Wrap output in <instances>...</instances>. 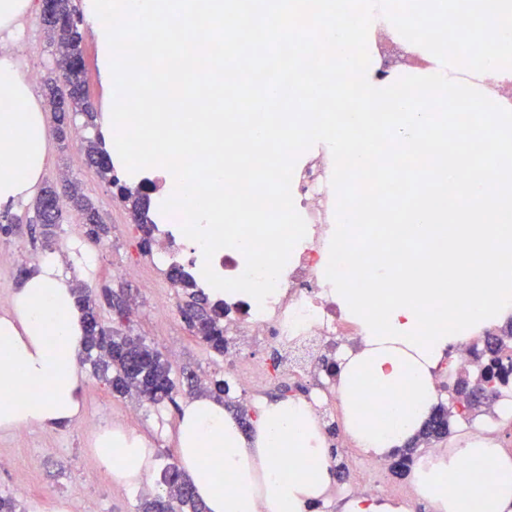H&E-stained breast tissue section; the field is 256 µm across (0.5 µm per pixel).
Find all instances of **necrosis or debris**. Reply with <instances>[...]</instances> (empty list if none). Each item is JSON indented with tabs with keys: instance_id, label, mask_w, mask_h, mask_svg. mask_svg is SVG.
Masks as SVG:
<instances>
[{
	"instance_id": "4bbe7bcc",
	"label": "necrosis or debris",
	"mask_w": 512,
	"mask_h": 512,
	"mask_svg": "<svg viewBox=\"0 0 512 512\" xmlns=\"http://www.w3.org/2000/svg\"><path fill=\"white\" fill-rule=\"evenodd\" d=\"M333 169L331 151L323 143L313 145L296 161L291 192L307 232L294 247L275 292L261 304L245 294L224 297V336L232 341L224 360L232 367L240 392L249 393L277 377L308 380L312 389L307 400L316 415L327 420L343 417L344 411L340 380L324 361L359 348L361 334L325 277L336 227ZM251 345L276 349L279 356L266 361L248 353ZM344 447L343 466L350 479L330 489V496L346 501L376 498L397 506L416 495L415 487L388 481L386 459L354 447L349 440Z\"/></svg>"
}]
</instances>
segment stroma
Here are the masks:
<instances>
[{"mask_svg":"<svg viewBox=\"0 0 512 512\" xmlns=\"http://www.w3.org/2000/svg\"><path fill=\"white\" fill-rule=\"evenodd\" d=\"M41 0H30L27 26L11 25L9 32L27 45V52L17 67L23 73H37L38 83L32 92L38 102H45L44 79L56 75L57 55L41 20ZM86 65L88 101L97 114L98 124H106L112 105V76L106 52L100 40L99 26L85 19L80 27ZM81 129L80 138L58 142L47 139V162L40 186L58 184L69 179L81 189L112 226V239L91 248L81 223L72 212H64L59 229V247L68 253L69 265L63 273L84 284L93 293L103 287L129 292L135 299L128 326L133 334L144 337L171 365L176 386L173 401L143 404L138 421L125 423L126 398L113 394L104 380L93 375L90 365H82L85 378L84 417L91 426L79 422L59 428L37 424L19 430L0 429V456L13 460L14 466L0 470V496L14 498L20 512H44L48 500L66 501L67 512H138L143 492L160 493V474L167 463L177 461V425L180 405L187 398L186 375H208L232 382L233 376L223 355L210 349L192 335L182 322L177 306L183 292L167 288L166 275L154 274L151 256L139 248L141 232L129 207L116 196L108 180L97 174L85 159L84 139L90 131L83 115L74 118ZM94 251L97 262L85 266L81 255ZM48 254L33 240L28 229L4 234L0 232V298L11 300L19 286L18 272L37 267ZM123 429L148 440L155 450L156 464L150 473L147 490L130 489L115 482L102 468L94 452L99 430Z\"/></svg>","mask_w":512,"mask_h":512,"instance_id":"1","label":"stroma"}]
</instances>
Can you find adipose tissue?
Here are the masks:
<instances>
[{"mask_svg": "<svg viewBox=\"0 0 512 512\" xmlns=\"http://www.w3.org/2000/svg\"><path fill=\"white\" fill-rule=\"evenodd\" d=\"M47 129L27 77L0 58V206L25 200L47 159ZM460 167L449 164L437 180L461 187L460 206L446 210L436 196L396 208L394 238L435 239L417 270L399 273L394 263L376 268L391 301L383 321L364 314V299L340 288L336 299L362 318L363 350L339 368L343 395L372 384L386 400L389 422L349 409L358 447L378 455L403 448L437 403L432 372L449 345L493 320L512 316V270L488 260V251H512V191L502 175L459 185ZM478 273V288H454L437 328L422 332L434 281ZM82 316L69 278L57 264L41 263L26 277L0 315V428L31 424L61 427L81 413L84 376L77 351ZM178 459L207 512H311L332 480L333 458L311 406L301 398L267 402L252 434H244L223 402L187 400L179 415ZM95 452L118 483L136 488L155 464L143 438L104 431ZM472 467L442 465L420 485L435 512H512V463L483 440L458 451ZM492 471L484 487V471Z\"/></svg>", "mask_w": 512, "mask_h": 512, "instance_id": "obj_1", "label": "adipose tissue"}]
</instances>
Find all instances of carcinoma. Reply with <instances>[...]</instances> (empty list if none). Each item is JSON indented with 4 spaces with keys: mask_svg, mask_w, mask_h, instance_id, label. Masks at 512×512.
I'll return each instance as SVG.
<instances>
[{
    "mask_svg": "<svg viewBox=\"0 0 512 512\" xmlns=\"http://www.w3.org/2000/svg\"><path fill=\"white\" fill-rule=\"evenodd\" d=\"M41 21L51 42L59 54L58 66L62 71L63 82L67 84V96H57L58 81L50 78L45 82L46 96L51 110L55 112L56 126L54 135L60 142L69 136L70 113H81L87 117L85 126L92 127L94 115L86 100L84 90V62L80 50L81 22L80 12L72 0H53L50 13L41 14ZM86 156L90 164L97 167L103 178H110L119 188V195L129 203L131 212L142 237L140 247L149 253L152 250L151 224L149 216L150 191L153 187L141 183L132 190L122 184L118 177L112 175L114 166L109 152L99 147L98 139L87 137ZM66 205L77 211L85 228V236L92 245L100 244L111 233V226L101 222L93 203L81 194L77 187L69 185L64 191ZM60 202L59 192L52 188L42 189L34 206V221L40 225V237L44 247L53 250L56 229L59 222L47 212V205ZM167 276L185 290L188 300L180 306L179 312L190 332L197 326L207 325L210 333L199 340L218 353H224V305L210 303L206 294L197 288V284L179 265L171 266ZM76 303L80 309L87 337L78 352V361L91 364L98 377L105 380L112 391L120 396H134L140 401L159 403L166 399L173 400L175 389L170 373L171 367L162 359L160 353L145 343L140 336H132L119 327L105 326L98 312V298H103L107 305H112V288L104 287L100 295L93 294L82 286L74 287ZM487 361L478 386H472L470 380L462 377L456 384V394L469 399L466 409L475 406L473 397L477 389L483 390L504 380L505 371L500 363L499 338L493 332L486 334ZM200 395H208L218 400L229 396L230 387L222 379H216L205 387H197ZM450 411L438 405L425 421L418 436L397 453V460L392 463L394 474L403 477L408 473L409 465L418 450L421 440L441 439L448 434V416ZM166 490L162 494L145 497L141 501L139 512H176L180 506L184 512H206L204 505L195 495L188 491V482L176 463L168 464L161 474Z\"/></svg>",
    "mask_w": 512,
    "mask_h": 512,
    "instance_id": "obj_1",
    "label": "carcinoma"
}]
</instances>
